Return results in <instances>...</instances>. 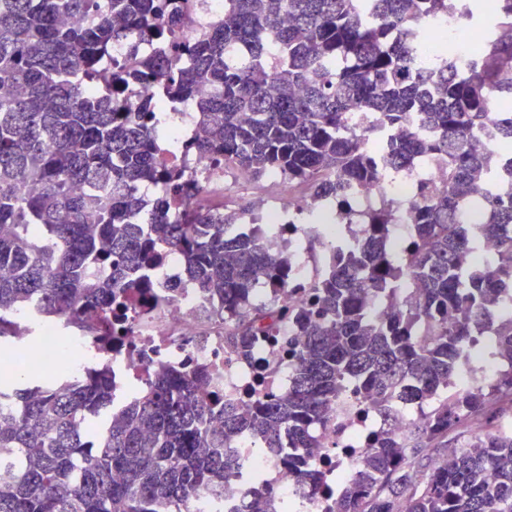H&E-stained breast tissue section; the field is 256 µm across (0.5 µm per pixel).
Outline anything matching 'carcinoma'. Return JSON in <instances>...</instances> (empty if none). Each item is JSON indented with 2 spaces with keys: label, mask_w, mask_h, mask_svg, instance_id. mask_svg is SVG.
I'll use <instances>...</instances> for the list:
<instances>
[{
  "label": "carcinoma",
  "mask_w": 512,
  "mask_h": 512,
  "mask_svg": "<svg viewBox=\"0 0 512 512\" xmlns=\"http://www.w3.org/2000/svg\"><path fill=\"white\" fill-rule=\"evenodd\" d=\"M180 0H0V357L11 317L35 307L70 327L128 335L125 312L154 295L145 271L175 255L224 314V345L250 355L295 322L291 386L245 407L210 393L201 368L158 367L119 413L112 376L0 380V512H188L237 475L230 450L250 434L293 463L315 448L350 385L375 399L380 424L333 512H512V370L485 387L443 394L469 366L467 345L497 324L512 360V318L496 317L512 288V0H489L496 24L467 71L448 55L416 65L417 24L441 14L472 22L482 0H224V16L192 39ZM125 43V60L110 48ZM201 86L210 88L197 98ZM194 112L188 150L226 169L270 172L308 195L344 199L424 155L447 169L420 182L414 234L389 249L404 205L385 198L354 220L350 253L326 258L309 303H252L260 285L286 287L287 260L263 234L233 226L246 211L199 206L202 185L164 153L155 98ZM357 112L367 126L351 124ZM508 118L497 142L476 131ZM485 216L494 241L478 266L462 213ZM414 282V294L407 283ZM373 298L390 301L374 315ZM433 329L417 339L423 326ZM424 412L401 434L393 406ZM470 440L448 447L463 423Z\"/></svg>",
  "instance_id": "obj_1"
}]
</instances>
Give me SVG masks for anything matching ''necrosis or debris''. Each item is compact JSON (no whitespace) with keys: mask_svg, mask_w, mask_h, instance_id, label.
I'll list each match as a JSON object with an SVG mask.
<instances>
[{"mask_svg":"<svg viewBox=\"0 0 512 512\" xmlns=\"http://www.w3.org/2000/svg\"><path fill=\"white\" fill-rule=\"evenodd\" d=\"M477 26H460L453 16L436 17L420 26L422 49L417 61L422 70H434L439 56L438 45L448 39L456 43L459 64H467L477 54ZM435 184L446 178L445 168L426 158L416 163L404 176L383 181L365 191L352 190L348 206L364 209L384 197L412 203L419 179ZM262 227H276V243L288 256L289 285L285 288H262L258 298L271 299L294 308L303 307L308 292L322 269L312 264L305 252V213H313L324 222L326 235L336 248H351L364 235V227L349 223L344 208L324 198L311 199L305 210L264 202L259 206ZM148 277L159 293H172V302L149 306L128 318L130 334L124 345L109 344L103 336H78L65 323L55 318L37 320L24 313L12 317V340L21 354L20 368L27 372L47 374L66 370L74 378L86 376L88 370L109 368L112 372V405H124L143 384L145 369L160 365L179 366L187 362L205 365L209 370L207 387L225 400L248 403L269 394L288 392L291 366L286 348L299 337V329L283 324L277 341L257 339L250 358L244 359L224 345V321L216 315L208 297L187 281H178L173 258L152 267ZM497 338L484 336L482 343L472 345L470 370L453 376L449 390L463 385L485 384L495 380L512 365L498 355ZM372 414L367 403L354 393H345L336 406L333 419L316 428V448L304 456L315 472V478H299L282 460L265 452L252 450L250 441H242L243 467L235 482L223 490L201 496L192 512H240L241 489L258 482L277 500L288 502L291 512H330L344 488L343 478L361 460L373 436Z\"/></svg>","mask_w":512,"mask_h":512,"instance_id":"obj_1","label":"necrosis or debris"}]
</instances>
